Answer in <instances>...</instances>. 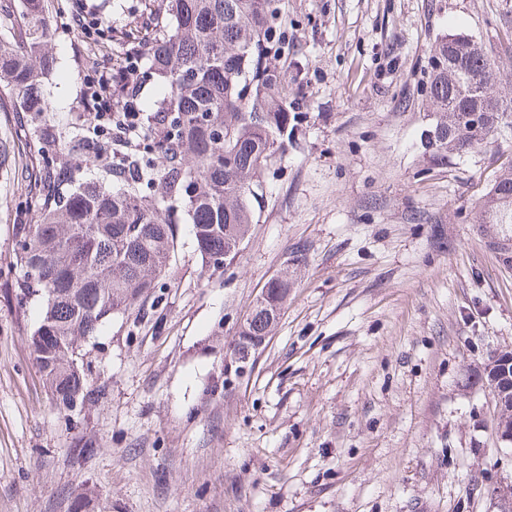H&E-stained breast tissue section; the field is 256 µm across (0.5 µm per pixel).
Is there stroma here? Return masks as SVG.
I'll list each match as a JSON object with an SVG mask.
<instances>
[{"instance_id": "1", "label": "stroma", "mask_w": 512, "mask_h": 512, "mask_svg": "<svg viewBox=\"0 0 512 512\" xmlns=\"http://www.w3.org/2000/svg\"><path fill=\"white\" fill-rule=\"evenodd\" d=\"M295 137L236 261L206 276L180 225L152 305L83 342L98 402L59 417L26 340L12 227L44 159L0 101V512H495L512 480L485 369L512 350V269L471 220L512 160V124L435 163L430 50L481 45L512 98V0H275ZM70 9L45 92L82 84ZM305 256L266 344L238 367L243 312Z\"/></svg>"}]
</instances>
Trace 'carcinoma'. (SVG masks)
I'll list each match as a JSON object with an SVG mask.
<instances>
[{
  "mask_svg": "<svg viewBox=\"0 0 512 512\" xmlns=\"http://www.w3.org/2000/svg\"><path fill=\"white\" fill-rule=\"evenodd\" d=\"M57 0L0 3V100L9 99L27 124L29 142L51 163L31 174L29 194L37 219L13 225L15 282L20 305L39 303V322L27 332L33 364L64 420L98 400L89 367L70 360L81 341L112 315L144 304L171 270L178 224L193 225L201 272L223 273L232 240L258 222L255 203L271 166L293 135L285 74L266 63L284 35L273 25V0H161L160 20L144 26L120 20L127 48L144 47L145 64L129 82L121 104L105 107L80 88L75 112H149L163 125V138L112 159V137L47 120L51 101L45 81L56 66L51 18ZM429 100L443 135L428 141L432 158L462 155L498 130L512 100L496 93L499 78L481 46L465 37H442L430 56ZM163 92L148 106L144 85ZM487 89L498 112H474L469 87ZM225 136H220V133ZM491 189L500 204L490 212L481 201L472 223L485 235L512 226V160ZM292 287L283 277L269 304L283 307ZM268 319L257 311L241 336H264ZM497 401L512 400V368L486 370Z\"/></svg>",
  "mask_w": 512,
  "mask_h": 512,
  "instance_id": "obj_1",
  "label": "carcinoma"
}]
</instances>
